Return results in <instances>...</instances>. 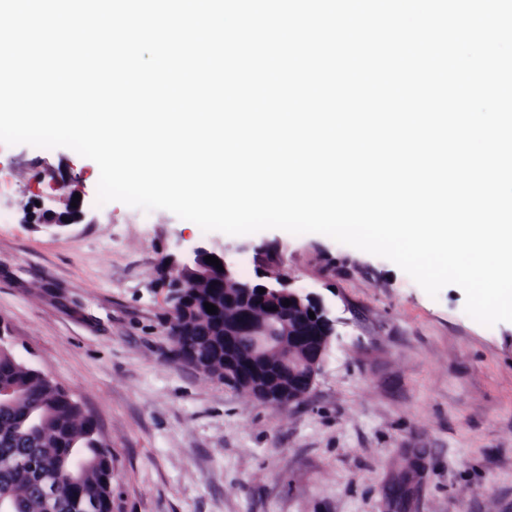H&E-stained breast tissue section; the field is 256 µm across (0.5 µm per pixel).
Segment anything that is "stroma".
<instances>
[{
    "instance_id": "1",
    "label": "stroma",
    "mask_w": 512,
    "mask_h": 512,
    "mask_svg": "<svg viewBox=\"0 0 512 512\" xmlns=\"http://www.w3.org/2000/svg\"><path fill=\"white\" fill-rule=\"evenodd\" d=\"M65 147L0 144L6 347L91 417L112 450V512H512V322L429 296L392 261L317 233L231 236L97 201ZM81 188L88 220L22 223ZM190 241L241 279L285 269L338 320L304 405L273 409L172 361L157 282Z\"/></svg>"
}]
</instances>
